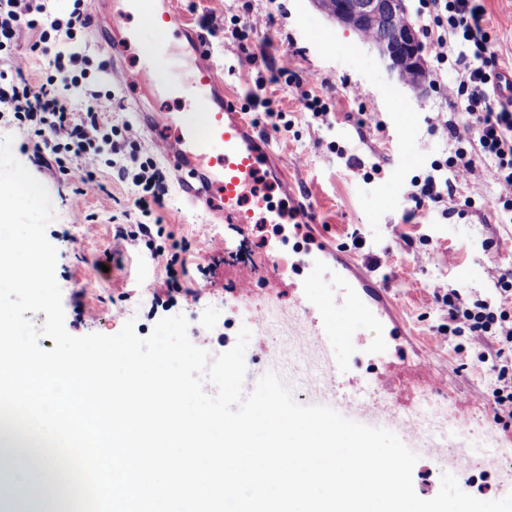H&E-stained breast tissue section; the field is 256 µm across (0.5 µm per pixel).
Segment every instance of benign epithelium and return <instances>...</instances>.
<instances>
[{
    "instance_id": "7a95c632",
    "label": "benign epithelium",
    "mask_w": 512,
    "mask_h": 512,
    "mask_svg": "<svg viewBox=\"0 0 512 512\" xmlns=\"http://www.w3.org/2000/svg\"><path fill=\"white\" fill-rule=\"evenodd\" d=\"M399 16V21L386 27L385 34L375 42L387 70L398 79L419 85L426 74L421 42L413 25L406 18L404 0H343L337 10L327 15L339 25L360 31L355 20H374L388 13Z\"/></svg>"
}]
</instances>
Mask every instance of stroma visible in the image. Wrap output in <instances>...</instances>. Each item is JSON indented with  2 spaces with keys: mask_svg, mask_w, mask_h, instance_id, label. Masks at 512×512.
<instances>
[{
  "mask_svg": "<svg viewBox=\"0 0 512 512\" xmlns=\"http://www.w3.org/2000/svg\"><path fill=\"white\" fill-rule=\"evenodd\" d=\"M89 4L96 22L83 33L87 55L97 62L111 54L119 64L133 66L139 45L126 43L128 30L137 27L152 38L154 27L141 25L136 17L117 24L123 0H89ZM177 7L193 25L202 26L210 45L208 60L223 70L224 90L236 105L244 104L251 79L268 77L282 63H290L300 76L302 84L294 90L266 91L272 109L286 112L292 128L275 133L264 121L258 127L271 133L284 165L300 178L314 203L319 223L337 242L349 243L351 234L360 233L365 246L356 252L359 262L380 260L377 275L388 283L392 298L420 336L427 366L448 373L446 394L431 396L412 361L393 358L392 372L399 386L391 395L378 391V399L401 402L409 410L430 404L465 415L471 421L472 438L490 440L499 450L498 457L489 461L440 459L429 453L428 441H421L412 473L416 494L434 497L442 473L449 470L460 488L477 499L495 500L511 493L512 421L504 426L493 421V373L489 365H473L470 353L456 352L453 344L441 341L437 327L442 317L433 298L449 289L472 299L491 297L499 277L512 271V223H503L494 207L498 184L493 166L477 164L452 199L424 203L419 218L408 217L411 179L427 175L434 161L445 158L447 127L462 123L442 87L430 82L419 89L389 75L372 43L327 18L313 0H177ZM484 8L497 67L512 68V0H484ZM235 14L262 22L269 19L273 25H262L242 45L225 34ZM267 36L272 45L261 48ZM105 87L121 102L112 114L118 127L138 110L163 120L179 109L161 94L112 78ZM309 94L327 103L329 122L311 119L305 106ZM404 122L409 125L405 142L398 134ZM6 135L13 138L16 159L44 184L53 204L55 217L46 236L57 249L56 280L65 328L71 335H114L130 320L136 334L145 337L161 318L181 314L196 346L214 355L234 346L242 325L237 313L238 268L223 252L211 248L212 239L233 233L231 225L210 222L205 213L187 210L177 190H170L162 212L164 227L186 242L189 274L184 283L195 295L155 303L153 296L165 273L144 241L127 244L121 264L106 262L116 231L134 230L138 219L132 182L100 176L82 184L78 178L37 166L25 132L7 117L0 119V137ZM376 162L384 171L373 177L369 170ZM76 213L94 216L92 233L72 223ZM233 235L256 259L266 256L269 244H279L288 253L298 241L289 224H250ZM299 281L298 269L266 267L260 286L269 297V308L278 312L289 308V294ZM283 338L307 361L324 362L325 353L316 341L295 336L291 320L285 319L265 341L271 354L253 356L247 363L248 376L257 379L279 371Z\"/></svg>",
  "mask_w": 512,
  "mask_h": 512,
  "instance_id": "obj_1",
  "label": "stroma"
}]
</instances>
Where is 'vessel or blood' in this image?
Masks as SVG:
<instances>
[{
    "label": "vessel or blood",
    "instance_id": "vessel-or-blood-1",
    "mask_svg": "<svg viewBox=\"0 0 512 512\" xmlns=\"http://www.w3.org/2000/svg\"><path fill=\"white\" fill-rule=\"evenodd\" d=\"M125 2L128 14L145 23L173 27L171 38L158 41L153 54L120 69L119 76L132 86L150 85L155 80L156 56L168 59L171 75L165 94L185 106L176 135L171 138L159 131L148 112L138 113L137 126L151 132L160 154L177 175L183 199L227 224H252L260 217L275 224L280 220V207L257 189L265 179L291 199L296 223H316L314 205L298 201L295 181L274 152L270 137L225 98L224 75L206 60V37L178 24L175 0ZM317 240L322 252L335 253L340 264L356 271L357 279L351 282L337 276L342 294L332 296L320 281L319 261L307 262V278L291 303L294 333L315 338L327 354L323 370L332 386L330 408L363 425L386 424L403 442H410L420 434V427H409L397 405L375 400L357 367L334 355L336 348L351 346L377 324L373 307L363 304L360 294H367L376 304L386 303L390 300L387 285L372 270L358 269L354 256L337 250L327 231H320Z\"/></svg>",
    "mask_w": 512,
    "mask_h": 512
}]
</instances>
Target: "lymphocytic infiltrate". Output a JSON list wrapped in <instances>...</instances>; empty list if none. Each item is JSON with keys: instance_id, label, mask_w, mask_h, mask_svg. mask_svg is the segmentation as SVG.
<instances>
[{"instance_id": "obj_1", "label": "lymphocytic infiltrate", "mask_w": 512, "mask_h": 512, "mask_svg": "<svg viewBox=\"0 0 512 512\" xmlns=\"http://www.w3.org/2000/svg\"><path fill=\"white\" fill-rule=\"evenodd\" d=\"M67 13H58L51 0H0V52H12L22 31H29L30 52L44 56L48 64L42 74L27 71L24 56L15 58L11 71L0 72V110L12 113L26 129L39 160L64 175L94 181L90 157L103 158L106 167L116 169L119 179H131L135 206L143 221L136 231L118 232V245L109 260L122 259L120 245L144 240L152 255L164 264L167 293H182L181 277L186 261L179 253L155 245L164 234L157 220L169 193L168 179L154 158H140L135 148L139 132L133 122L122 130L112 126V95L89 89L92 72H104L79 47L76 36L87 29L91 15L86 0H71ZM423 34L437 64L448 60L450 45H459L458 76L448 84V95L460 104L473 128L466 147L432 164L425 178H413L408 198L415 206L443 202L455 195L458 177L471 173L476 164L493 163L500 192L496 206L512 218V105L501 102L492 91L497 64L493 41L484 26L481 0H421ZM512 275L496 282L493 299H468L457 290L435 294L445 321L438 332L456 350L465 341H491L490 349L478 351L477 362H493L496 382L492 391L494 419H512Z\"/></svg>"}]
</instances>
